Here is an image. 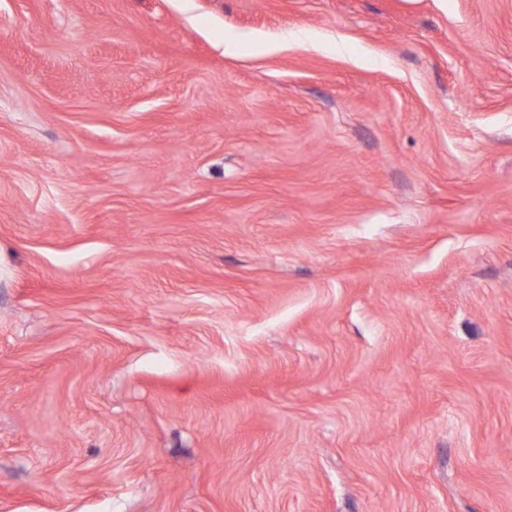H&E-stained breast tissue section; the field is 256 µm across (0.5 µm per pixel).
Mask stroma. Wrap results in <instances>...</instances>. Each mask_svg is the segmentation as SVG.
<instances>
[{
    "label": "stroma",
    "instance_id": "obj_1",
    "mask_svg": "<svg viewBox=\"0 0 512 512\" xmlns=\"http://www.w3.org/2000/svg\"><path fill=\"white\" fill-rule=\"evenodd\" d=\"M0 512H512V0H0Z\"/></svg>",
    "mask_w": 512,
    "mask_h": 512
}]
</instances>
